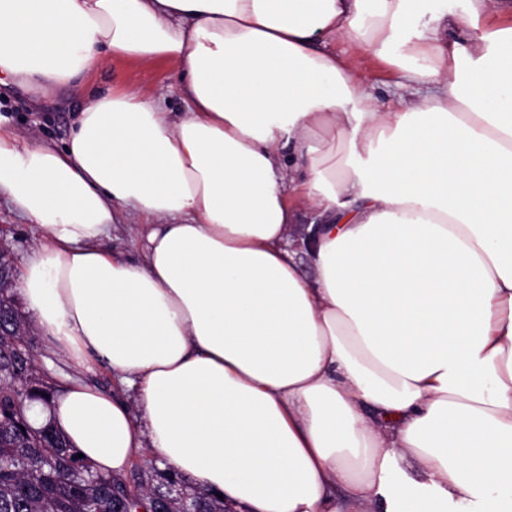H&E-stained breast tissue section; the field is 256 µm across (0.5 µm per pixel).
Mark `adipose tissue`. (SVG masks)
<instances>
[{"mask_svg": "<svg viewBox=\"0 0 512 512\" xmlns=\"http://www.w3.org/2000/svg\"><path fill=\"white\" fill-rule=\"evenodd\" d=\"M428 2L0 0L6 81L164 59L183 103L91 94L61 148L0 115L46 230L15 287L72 371L34 422L229 512H512V0ZM129 218L134 259L102 246ZM331 46H336V50H349L356 74L373 86L375 94L380 99L387 97L394 90L395 82L398 79V72L394 67L370 53L353 51L339 41L333 42Z\"/></svg>", "mask_w": 512, "mask_h": 512, "instance_id": "obj_1", "label": "adipose tissue"}]
</instances>
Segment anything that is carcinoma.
Returning <instances> with one entry per match:
<instances>
[{"label": "carcinoma", "instance_id": "carcinoma-1", "mask_svg": "<svg viewBox=\"0 0 512 512\" xmlns=\"http://www.w3.org/2000/svg\"><path fill=\"white\" fill-rule=\"evenodd\" d=\"M0 314L21 320L11 289L0 294ZM34 361L27 337L0 335V512H152L160 491L153 467L101 473L51 424L30 423L31 405L48 406L54 393ZM186 491L206 512H225L224 502L189 481Z\"/></svg>", "mask_w": 512, "mask_h": 512}]
</instances>
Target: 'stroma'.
<instances>
[{"mask_svg": "<svg viewBox=\"0 0 512 512\" xmlns=\"http://www.w3.org/2000/svg\"><path fill=\"white\" fill-rule=\"evenodd\" d=\"M352 61L356 74L373 86L378 97L391 94L398 79L394 67L363 51L353 52ZM124 89L164 97L173 112L181 107L172 64L166 61L141 64L115 59L92 73L81 87L49 96L37 95L18 86L10 87L11 116L26 139L50 141L60 146L67 141L73 117L86 106L90 93ZM44 234L41 225L20 215L5 196H0V251L8 254L15 271H22L27 257Z\"/></svg>", "mask_w": 512, "mask_h": 512, "instance_id": "1", "label": "stroma"}]
</instances>
